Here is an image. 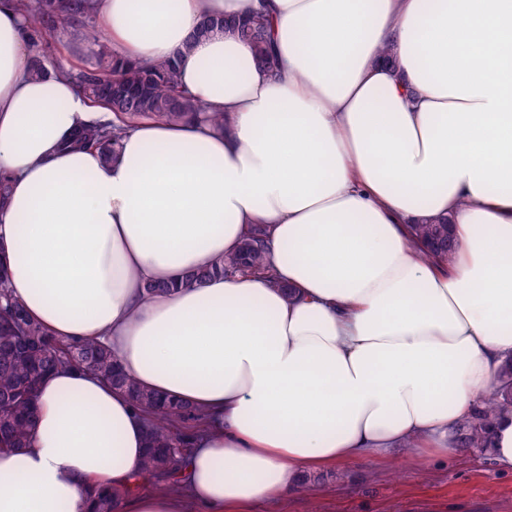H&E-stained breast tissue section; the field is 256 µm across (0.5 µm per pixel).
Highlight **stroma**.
Wrapping results in <instances>:
<instances>
[{"instance_id": "obj_1", "label": "stroma", "mask_w": 512, "mask_h": 512, "mask_svg": "<svg viewBox=\"0 0 512 512\" xmlns=\"http://www.w3.org/2000/svg\"><path fill=\"white\" fill-rule=\"evenodd\" d=\"M253 512H512V471L486 448L418 468L399 458L351 461L308 476Z\"/></svg>"}]
</instances>
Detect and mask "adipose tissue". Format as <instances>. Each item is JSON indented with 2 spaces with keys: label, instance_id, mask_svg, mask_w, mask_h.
<instances>
[{
  "label": "adipose tissue",
  "instance_id": "1",
  "mask_svg": "<svg viewBox=\"0 0 512 512\" xmlns=\"http://www.w3.org/2000/svg\"><path fill=\"white\" fill-rule=\"evenodd\" d=\"M118 57L184 44L179 84L230 131L140 119L116 158L69 141L113 120L31 74L22 0H0V262L58 341L111 350L141 389L204 416L178 492L122 512H249L308 476L455 434L512 359V0H93ZM269 13L272 76L212 16ZM444 217L452 264L410 227ZM266 229L270 277L191 272ZM177 291H168V284ZM150 284L162 292L146 295ZM27 447L0 454V512H87L131 483L146 411L63 367ZM130 493L129 489L93 488L88 494L91 512H114L119 502Z\"/></svg>",
  "mask_w": 512,
  "mask_h": 512
}]
</instances>
